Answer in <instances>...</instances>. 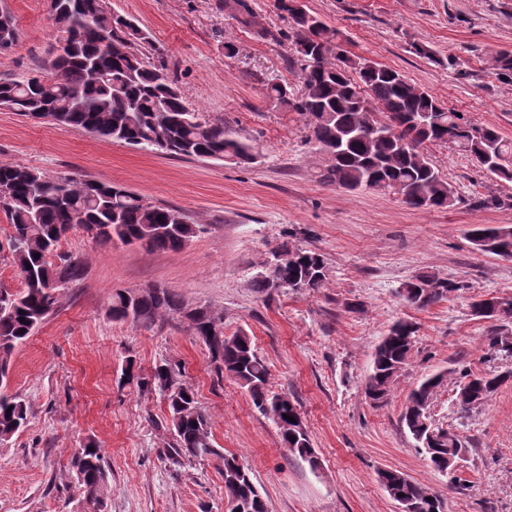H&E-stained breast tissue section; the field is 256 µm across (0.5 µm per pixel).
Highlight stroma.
<instances>
[{
    "label": "stroma",
    "mask_w": 512,
    "mask_h": 512,
    "mask_svg": "<svg viewBox=\"0 0 512 512\" xmlns=\"http://www.w3.org/2000/svg\"><path fill=\"white\" fill-rule=\"evenodd\" d=\"M224 2L107 0L150 31L153 60L165 64L188 104L253 140L254 163L173 157L0 109V161L49 177L120 184L205 227L175 252L103 246L79 231L61 241L60 251L77 257L85 273L12 356L9 390L26 399L31 419L0 445V512H82L70 462L88 440L100 446L109 476L104 512H224L216 459L175 466L164 457L173 441L165 402L126 382L130 356L146 374L165 359L179 364V381L208 415L216 447L248 468L268 512H398L378 481L386 468L427 486L447 512H512V379L467 418L455 406L460 369L512 372V357L490 350L489 325L470 309L481 298L512 297V260L477 251L468 238L475 224L512 225V182L432 145L433 164L459 193L454 207L415 209L392 195L325 183V161L306 144L301 118L265 96L275 82L303 90L287 13L276 0H249L270 32L262 39ZM301 2L344 33L349 54L398 70L448 109L512 139V79L492 70L497 53L512 51V0ZM1 7L19 33L13 49L0 54L3 81L47 63L58 31L49 0H0ZM478 195L490 205H475ZM285 240L324 255V288L254 292L253 277ZM426 270L462 282L463 290L427 309L407 306L399 288ZM148 286L219 314L225 335L252 336L269 367L270 390L287 393L302 416L318 469L283 447L275 424L216 371L182 318L112 320L115 291ZM399 320L419 331L390 401L376 407L364 381L376 345ZM440 371L448 378L431 420L473 446L462 488L427 466L400 422L414 385Z\"/></svg>",
    "instance_id": "stroma-1"
}]
</instances>
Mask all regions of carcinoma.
<instances>
[{
	"label": "carcinoma",
	"mask_w": 512,
	"mask_h": 512,
	"mask_svg": "<svg viewBox=\"0 0 512 512\" xmlns=\"http://www.w3.org/2000/svg\"><path fill=\"white\" fill-rule=\"evenodd\" d=\"M293 0H279L288 12L294 34L293 53L300 63L303 91L272 83L267 97L304 119L306 141L326 156L324 180L349 191L366 190L393 195L417 209L449 208L460 200L449 179L429 160V144H446L473 158L493 178L512 182V140L493 126L477 125L465 114L444 106L433 94L406 80L398 71L362 57L344 53L342 34ZM55 25L66 37L53 47V58L42 68L19 79L0 82V106L28 119L43 118L55 125L83 129L99 138L143 150H157L188 158H210L229 164L256 159L252 140L224 122L206 120L189 107L166 67L146 60L152 46L148 32L108 8L106 0H58ZM495 75L512 78V51L494 60ZM381 124L386 134L370 137V124ZM0 210L9 221L8 250L23 288L0 286V444L29 423L28 404L6 389L14 351L23 345L54 311L52 293L83 277V267L57 246L77 225L96 227L92 239L110 245L140 244L148 249L177 251L202 228L170 206L154 205L118 185L52 179L42 172L0 162ZM474 248L512 260V235L474 224L469 231ZM276 251L281 263L254 277L252 287L273 292V281L288 283L295 293L316 292L326 284L323 254L284 241ZM461 282L434 272H422L402 284L399 294L411 307L425 309L463 290ZM495 307L497 320L488 331L490 348L512 357V297H491L471 303L473 315ZM180 297L165 288L139 291L130 305L127 292L112 294V319L150 324L166 314L184 317L207 346L216 370L245 388L254 406L276 425L289 453L317 468V456L307 430L291 427L285 416L294 409L288 395L271 394L269 367L251 336L239 331L224 335V322L205 307L195 314ZM415 324L398 321L381 338L372 357L365 387L375 404L386 402L409 363ZM172 364L164 361L143 377L133 358L123 372L129 383L154 389L165 401L173 442L163 455L174 463L204 459L203 449L221 463L224 497L238 503L241 512H267V506L247 468L233 454L214 445L208 416L188 388L168 394L165 388ZM505 374L460 373L455 405L468 414L487 403L507 379ZM441 382L437 373L423 378L410 392L401 422L428 465L452 483L462 478L450 470L471 452L470 443L450 430L423 420L434 393L428 387ZM77 490L82 497L101 501L107 482L101 448L87 442L71 460ZM378 479L395 501L413 505V512H445L443 501L423 485L396 469H383Z\"/></svg>",
	"instance_id": "cac0c4a2"
}]
</instances>
